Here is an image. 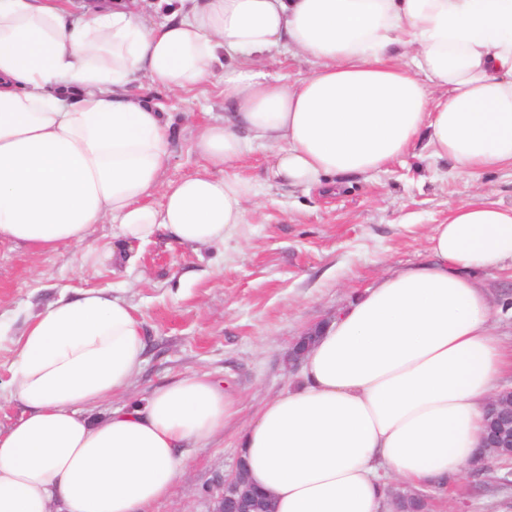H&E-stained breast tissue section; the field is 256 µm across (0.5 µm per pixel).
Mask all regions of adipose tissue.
Listing matches in <instances>:
<instances>
[{
  "mask_svg": "<svg viewBox=\"0 0 512 512\" xmlns=\"http://www.w3.org/2000/svg\"><path fill=\"white\" fill-rule=\"evenodd\" d=\"M284 47L314 71L265 73ZM216 76L224 119L198 129L197 170L166 179L172 124L132 86ZM255 141L292 188L380 171L419 142L459 176L512 168V0H0V245L80 246L108 218L130 244L238 240L254 185L234 164ZM426 254L326 320L297 384L242 429L274 512H385L388 481L469 475L486 403L512 379L477 279L512 268V204L450 206ZM144 352L134 307L108 288L27 320L0 381L24 408L0 431V512H147L171 493L183 448L239 402L191 373L90 421Z\"/></svg>",
  "mask_w": 512,
  "mask_h": 512,
  "instance_id": "1",
  "label": "adipose tissue"
}]
</instances>
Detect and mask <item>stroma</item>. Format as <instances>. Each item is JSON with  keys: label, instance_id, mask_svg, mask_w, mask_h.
I'll return each mask as SVG.
<instances>
[{"label": "stroma", "instance_id": "stroma-1", "mask_svg": "<svg viewBox=\"0 0 512 512\" xmlns=\"http://www.w3.org/2000/svg\"><path fill=\"white\" fill-rule=\"evenodd\" d=\"M222 89L217 77L177 94L147 79L134 84V92L161 105L179 129L167 179L196 171L193 138L200 126L223 117ZM272 153L258 144L240 163L239 173L259 194L241 238L226 245L184 246L161 234L137 247L138 259L128 265L110 256L119 226L108 219L85 246L39 255L22 245L0 246V313L8 316L11 334L74 290L110 288L135 307L147 340L127 399L198 371L236 393L240 417L207 444L186 449L173 492L149 512H210L211 490L235 466L240 430L267 398L296 380L288 367L295 339L379 277L422 260L428 229L474 192L447 162L415 150L370 176H341L340 191L325 198L268 181ZM480 279L492 324L512 343V269ZM430 512H512V485L468 476L434 490Z\"/></svg>", "mask_w": 512, "mask_h": 512}]
</instances>
